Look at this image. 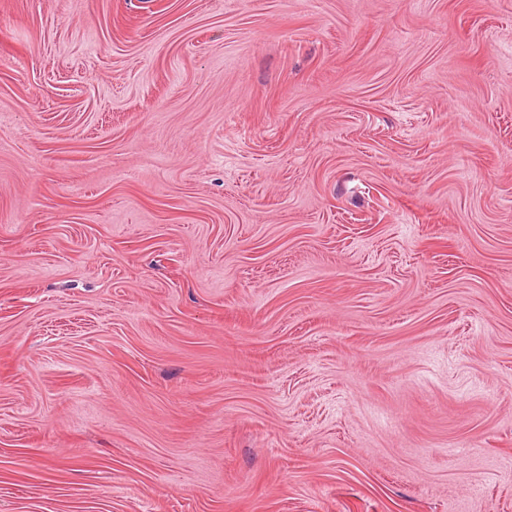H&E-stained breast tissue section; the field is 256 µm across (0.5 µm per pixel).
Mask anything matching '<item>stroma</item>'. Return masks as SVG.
<instances>
[{
	"mask_svg": "<svg viewBox=\"0 0 512 512\" xmlns=\"http://www.w3.org/2000/svg\"><path fill=\"white\" fill-rule=\"evenodd\" d=\"M0 512H512V0H0Z\"/></svg>",
	"mask_w": 512,
	"mask_h": 512,
	"instance_id": "obj_1",
	"label": "stroma"
}]
</instances>
